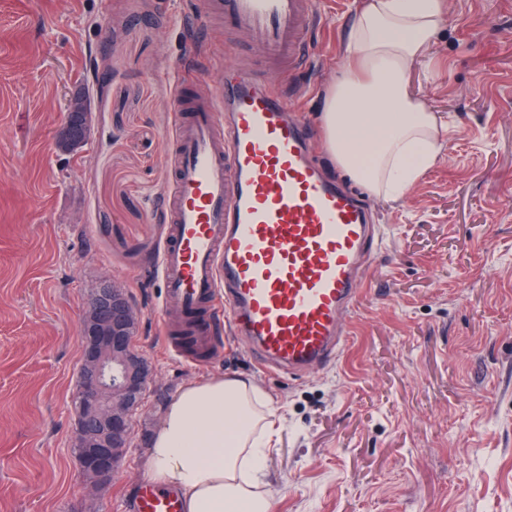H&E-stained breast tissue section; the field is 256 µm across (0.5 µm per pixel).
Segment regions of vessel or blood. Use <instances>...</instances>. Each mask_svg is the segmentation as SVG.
Instances as JSON below:
<instances>
[{
    "instance_id": "b4317fda",
    "label": "vessel or blood",
    "mask_w": 512,
    "mask_h": 512,
    "mask_svg": "<svg viewBox=\"0 0 512 512\" xmlns=\"http://www.w3.org/2000/svg\"><path fill=\"white\" fill-rule=\"evenodd\" d=\"M258 67L225 69L216 90L177 77L171 224L157 271L163 334L180 350L191 322L200 356L213 350L218 309L260 368L298 376L328 366L348 335L363 262L378 244L366 201L326 179L292 100L268 80L305 69L318 0H201ZM133 512H183L179 495L142 484Z\"/></svg>"
}]
</instances>
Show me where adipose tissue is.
<instances>
[{
	"mask_svg": "<svg viewBox=\"0 0 512 512\" xmlns=\"http://www.w3.org/2000/svg\"><path fill=\"white\" fill-rule=\"evenodd\" d=\"M446 21V0H364L320 117L341 171L374 195L400 200L443 148L436 113L410 92V74ZM275 411L254 381L222 376L185 386L148 450L155 481L184 512H273L266 477Z\"/></svg>",
	"mask_w": 512,
	"mask_h": 512,
	"instance_id": "ef3b65f1",
	"label": "adipose tissue"
}]
</instances>
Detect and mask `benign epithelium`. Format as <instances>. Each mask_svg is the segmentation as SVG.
<instances>
[{"label":"benign epithelium","instance_id":"7a95c632","mask_svg":"<svg viewBox=\"0 0 512 512\" xmlns=\"http://www.w3.org/2000/svg\"><path fill=\"white\" fill-rule=\"evenodd\" d=\"M87 111L86 100L71 98L60 137L72 133V116ZM140 311L109 278L99 281L81 324L82 361L75 409V441L81 467L98 482L113 475L132 441L131 416L142 402L148 374L133 342Z\"/></svg>","mask_w":512,"mask_h":512}]
</instances>
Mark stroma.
Wrapping results in <instances>:
<instances>
[{"instance_id": "1", "label": "stroma", "mask_w": 512, "mask_h": 512, "mask_svg": "<svg viewBox=\"0 0 512 512\" xmlns=\"http://www.w3.org/2000/svg\"><path fill=\"white\" fill-rule=\"evenodd\" d=\"M199 0H0V512H127L171 401L188 383L254 380L279 422L275 512H512V0H446L414 93L453 133L398 201L370 196L384 241L335 364L261 371L221 324L202 362L170 352L155 264L173 173L172 75L215 85L224 31ZM362 0H321L315 67L278 78L313 129ZM79 88L91 132L58 150ZM142 312L149 369L133 442L96 490L74 453L80 329L102 275Z\"/></svg>"}]
</instances>
